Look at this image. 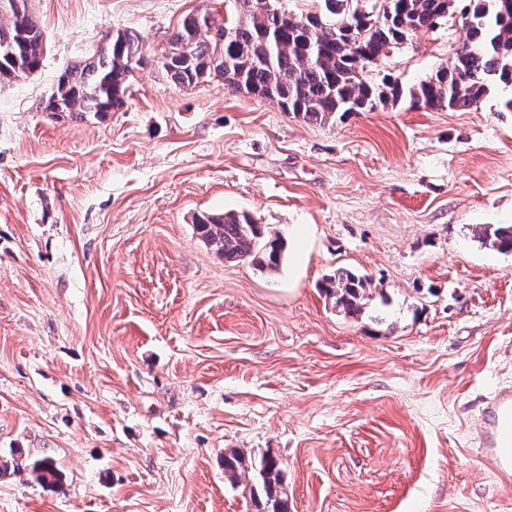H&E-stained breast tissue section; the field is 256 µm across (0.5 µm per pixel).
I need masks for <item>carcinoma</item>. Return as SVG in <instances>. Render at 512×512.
Returning a JSON list of instances; mask_svg holds the SVG:
<instances>
[{
  "label": "carcinoma",
  "instance_id": "1",
  "mask_svg": "<svg viewBox=\"0 0 512 512\" xmlns=\"http://www.w3.org/2000/svg\"><path fill=\"white\" fill-rule=\"evenodd\" d=\"M317 14H299L284 23L288 0L264 9L258 0H224V17L212 10L187 16L168 42L162 68L178 87L202 78H218L232 93H246L277 102L286 112L307 121L325 122L338 112H370L403 99L417 109H461L474 104L492 82L512 86V13L497 0H467L461 10L466 42L448 65L409 87L385 75L373 80L390 45L406 42L416 32L438 29L448 0H319ZM0 20V84L24 77L40 67L43 32L28 13V0H12ZM136 34L115 30L90 59L62 72L45 99L44 110L65 114H104L126 106L132 73L144 65ZM195 227L204 242L229 263L248 261L270 274L280 270L287 243L278 232L264 229L246 212L207 214ZM484 245L512 253V225L477 229ZM367 279L346 271L329 276L323 288L347 315L358 316L367 300ZM245 454L224 456V472L236 480L246 471ZM43 485L57 483L50 458L33 467ZM264 494L263 512H288V491L280 461L269 455L251 466Z\"/></svg>",
  "mask_w": 512,
  "mask_h": 512
}]
</instances>
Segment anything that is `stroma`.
<instances>
[{
  "instance_id": "obj_1",
  "label": "stroma",
  "mask_w": 512,
  "mask_h": 512,
  "mask_svg": "<svg viewBox=\"0 0 512 512\" xmlns=\"http://www.w3.org/2000/svg\"><path fill=\"white\" fill-rule=\"evenodd\" d=\"M213 0H29L40 68L0 85V512H256L224 473L282 464L290 512H512L484 453L512 391V89L465 109L408 101L315 123L162 56ZM142 40L126 106L44 111L107 30ZM459 16L381 64H447ZM287 240L277 273L228 263L203 213ZM368 280L361 316L322 282ZM52 458L59 482L41 485ZM477 235L485 247L499 253H512V225L479 227Z\"/></svg>"
}]
</instances>
